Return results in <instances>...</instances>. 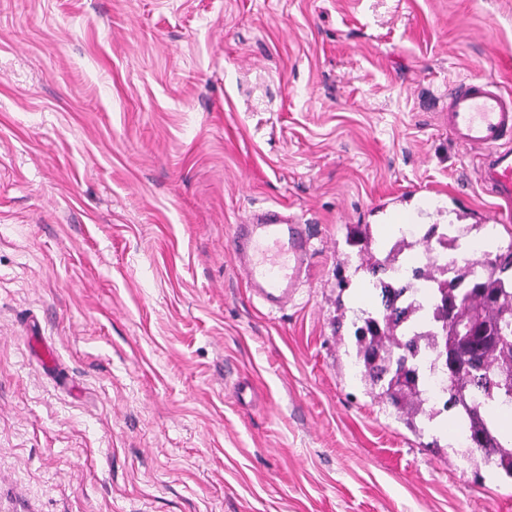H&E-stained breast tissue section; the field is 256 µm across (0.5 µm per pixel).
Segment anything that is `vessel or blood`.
I'll return each instance as SVG.
<instances>
[{
    "label": "vessel or blood",
    "instance_id": "b4317fda",
    "mask_svg": "<svg viewBox=\"0 0 512 512\" xmlns=\"http://www.w3.org/2000/svg\"><path fill=\"white\" fill-rule=\"evenodd\" d=\"M445 126L459 146L479 158L483 189L512 206V95L482 77L457 81L448 88ZM232 256L252 295L278 310L293 301L307 273L310 240L301 225L269 209L235 225Z\"/></svg>",
    "mask_w": 512,
    "mask_h": 512
}]
</instances>
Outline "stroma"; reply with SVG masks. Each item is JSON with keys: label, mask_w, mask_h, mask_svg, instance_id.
<instances>
[{"label": "stroma", "mask_w": 512, "mask_h": 512, "mask_svg": "<svg viewBox=\"0 0 512 512\" xmlns=\"http://www.w3.org/2000/svg\"><path fill=\"white\" fill-rule=\"evenodd\" d=\"M512 93V0H0V512H512L364 375L349 244L486 230L438 115ZM311 241L271 311L231 234Z\"/></svg>", "instance_id": "obj_1"}]
</instances>
